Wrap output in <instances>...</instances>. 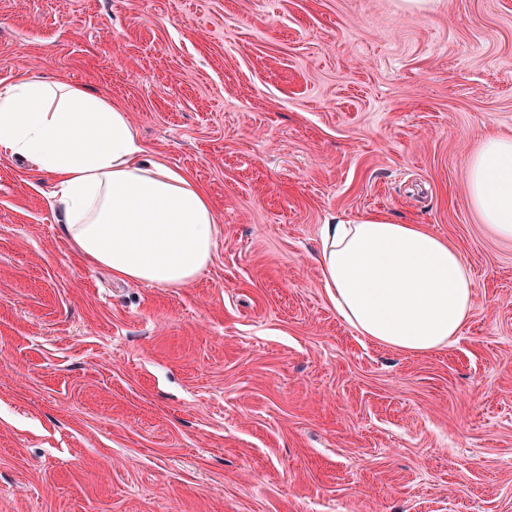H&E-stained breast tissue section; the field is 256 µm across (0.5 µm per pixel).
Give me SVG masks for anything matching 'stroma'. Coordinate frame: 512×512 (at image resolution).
Masks as SVG:
<instances>
[{"instance_id":"obj_1","label":"stroma","mask_w":512,"mask_h":512,"mask_svg":"<svg viewBox=\"0 0 512 512\" xmlns=\"http://www.w3.org/2000/svg\"><path fill=\"white\" fill-rule=\"evenodd\" d=\"M78 84L209 195L197 280L113 277L0 156V512H512V240L472 208L512 134V0H0V85ZM373 212L477 285L423 355L329 304L325 224Z\"/></svg>"}]
</instances>
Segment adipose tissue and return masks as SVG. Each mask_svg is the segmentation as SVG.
<instances>
[{
	"mask_svg": "<svg viewBox=\"0 0 512 512\" xmlns=\"http://www.w3.org/2000/svg\"><path fill=\"white\" fill-rule=\"evenodd\" d=\"M0 154L31 157L52 178L66 235L114 276L179 287L209 266L219 221L208 196L149 155L108 99L35 78L0 86ZM467 189L483 223L512 239V135L482 136ZM317 263L337 315L397 350L448 346L474 306L476 285L456 247L380 213L323 225Z\"/></svg>",
	"mask_w": 512,
	"mask_h": 512,
	"instance_id": "obj_1",
	"label": "adipose tissue"
}]
</instances>
